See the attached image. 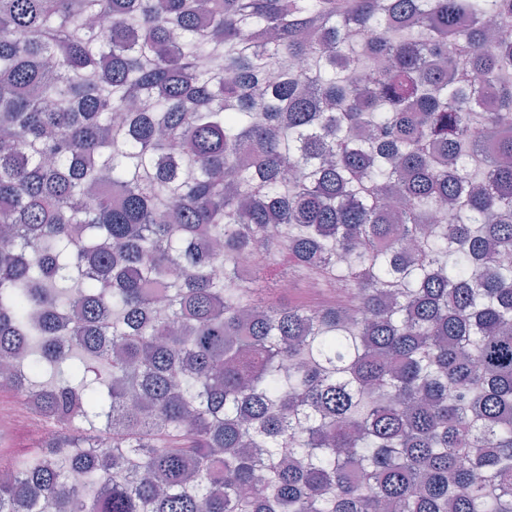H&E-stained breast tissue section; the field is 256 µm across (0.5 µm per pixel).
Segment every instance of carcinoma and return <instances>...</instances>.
I'll use <instances>...</instances> for the list:
<instances>
[{
	"label": "carcinoma",
	"mask_w": 512,
	"mask_h": 512,
	"mask_svg": "<svg viewBox=\"0 0 512 512\" xmlns=\"http://www.w3.org/2000/svg\"><path fill=\"white\" fill-rule=\"evenodd\" d=\"M1 239L0 512H512V0H0ZM3 395H9V392L0 390V429L14 428L20 421L22 415L27 413L29 415H36L28 404H24L23 407L17 406L11 402L3 400ZM43 426L44 423H42L41 419L38 417H31L20 431L14 432L12 430H0V436L1 434H5L10 437L11 451L9 454L14 456L24 455L39 444L41 441V431L43 441L52 437L53 427L51 425H46L43 428Z\"/></svg>",
	"instance_id": "obj_1"
}]
</instances>
